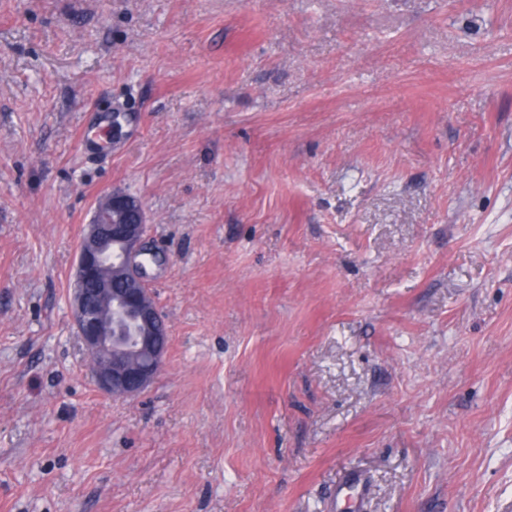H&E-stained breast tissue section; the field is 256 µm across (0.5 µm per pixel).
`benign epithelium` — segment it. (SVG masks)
<instances>
[{
  "mask_svg": "<svg viewBox=\"0 0 512 512\" xmlns=\"http://www.w3.org/2000/svg\"><path fill=\"white\" fill-rule=\"evenodd\" d=\"M141 202L115 189L96 208L82 238L72 294L76 335L88 358L96 387L115 398L133 397L160 374L168 352L167 321L151 299L144 262H159L146 245ZM127 275L123 287L100 277L108 266Z\"/></svg>",
  "mask_w": 512,
  "mask_h": 512,
  "instance_id": "7a95c632",
  "label": "benign epithelium"
}]
</instances>
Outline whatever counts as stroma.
Here are the masks:
<instances>
[{"label": "stroma", "instance_id": "stroma-1", "mask_svg": "<svg viewBox=\"0 0 512 512\" xmlns=\"http://www.w3.org/2000/svg\"><path fill=\"white\" fill-rule=\"evenodd\" d=\"M115 189L128 399L69 304ZM0 512H512V0H0ZM121 209L134 221L112 224L118 219L114 213ZM144 223L146 216L139 199L124 190H112L95 210L80 242L74 271L76 335L89 360H95L91 370L96 387L115 398L133 397L148 388L160 374L168 352L166 318L146 288L144 259L160 260L147 248ZM112 265L124 268L127 278L123 288H115L112 279L100 277L101 269ZM89 289L96 300L90 298ZM133 349L142 354L137 367L127 362Z\"/></svg>", "mask_w": 512, "mask_h": 512}]
</instances>
